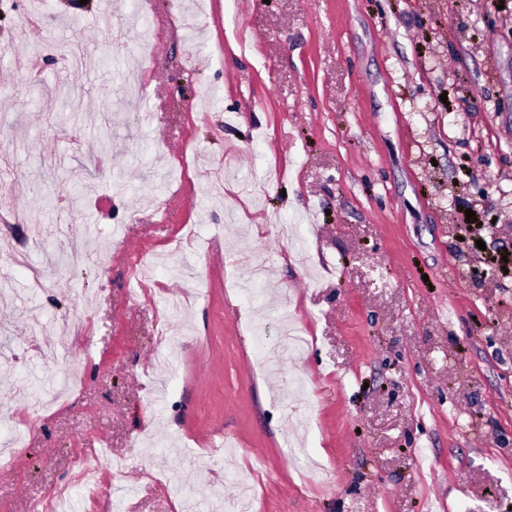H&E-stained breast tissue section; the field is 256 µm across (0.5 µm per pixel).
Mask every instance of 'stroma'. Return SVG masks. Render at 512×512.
<instances>
[{"mask_svg": "<svg viewBox=\"0 0 512 512\" xmlns=\"http://www.w3.org/2000/svg\"><path fill=\"white\" fill-rule=\"evenodd\" d=\"M99 2L0 0V512H512V0Z\"/></svg>", "mask_w": 512, "mask_h": 512, "instance_id": "35a3bbf8", "label": "stroma"}]
</instances>
